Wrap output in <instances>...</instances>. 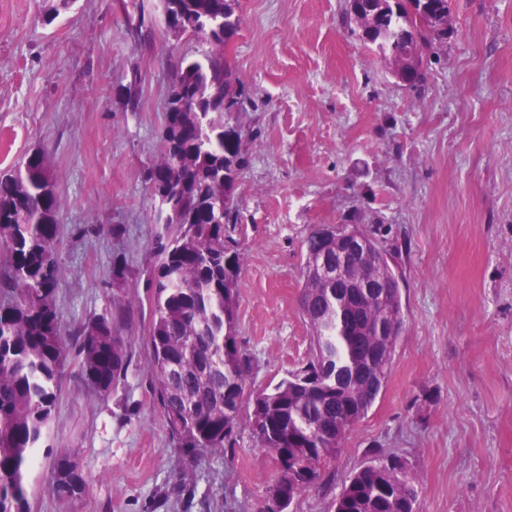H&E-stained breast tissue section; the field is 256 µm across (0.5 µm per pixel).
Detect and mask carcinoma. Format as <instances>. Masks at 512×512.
<instances>
[{"label": "carcinoma", "mask_w": 512, "mask_h": 512, "mask_svg": "<svg viewBox=\"0 0 512 512\" xmlns=\"http://www.w3.org/2000/svg\"><path fill=\"white\" fill-rule=\"evenodd\" d=\"M239 0H162L167 32L199 37V57L174 64L160 150L144 180L159 203L146 280L151 391L180 455L197 462L234 446L241 428L281 466L265 502L321 484L327 462L383 393L406 328L403 280L391 249L361 224L366 252L349 258L344 287L380 264L381 301L350 300L319 286L321 259L336 253L325 226L302 244L299 306L310 333L307 362L272 388L240 340L238 282L244 253L234 238L233 186L244 161L239 113L245 84L227 47L238 34ZM453 0H354L348 31L410 89L422 86L452 33ZM61 198L45 153L0 175V512H31L27 469L58 404L68 361L92 392L109 398L132 361L135 323L120 307L79 325L56 303L63 241ZM61 500L88 495L77 457L53 461ZM420 481L397 453L370 452L333 501L334 512H416Z\"/></svg>", "instance_id": "cac0c4a2"}]
</instances>
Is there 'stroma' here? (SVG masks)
<instances>
[{"instance_id": "obj_1", "label": "stroma", "mask_w": 512, "mask_h": 512, "mask_svg": "<svg viewBox=\"0 0 512 512\" xmlns=\"http://www.w3.org/2000/svg\"><path fill=\"white\" fill-rule=\"evenodd\" d=\"M0 0V170L47 155L65 236L57 307L75 325L125 299L149 317L145 270L156 218L144 168L177 58L199 50L164 29L161 0ZM348 0H239L228 52L248 89L246 166L234 186L240 336L272 386L306 363L301 245L316 224H363L396 249L407 326L384 394L347 437L323 487L287 512H333L371 449L405 457L418 512H512V0H456L454 32L422 91L396 83L348 33ZM149 18L135 43L129 22ZM123 262L112 287V262ZM108 399L69 365L39 465L32 512H258L277 475L241 431L188 464L150 388L145 333ZM76 454L90 492L64 502L51 465ZM191 482L193 497L182 492Z\"/></svg>"}]
</instances>
